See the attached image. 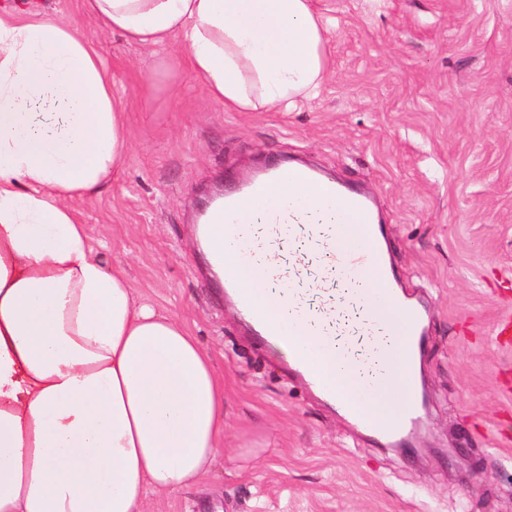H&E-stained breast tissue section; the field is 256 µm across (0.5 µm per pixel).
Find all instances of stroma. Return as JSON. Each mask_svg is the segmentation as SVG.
<instances>
[{
  "instance_id": "35a3bbf8",
  "label": "stroma",
  "mask_w": 512,
  "mask_h": 512,
  "mask_svg": "<svg viewBox=\"0 0 512 512\" xmlns=\"http://www.w3.org/2000/svg\"><path fill=\"white\" fill-rule=\"evenodd\" d=\"M95 46L127 110L129 152L74 201L141 296L176 315L224 381V456L145 512H512V0H314L330 68L297 112H228L185 48L127 43L79 0H31ZM298 156L367 190L403 286L429 305L427 399L389 448L252 340L191 231L216 183Z\"/></svg>"
}]
</instances>
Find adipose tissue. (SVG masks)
<instances>
[{
    "instance_id": "1",
    "label": "adipose tissue",
    "mask_w": 512,
    "mask_h": 512,
    "mask_svg": "<svg viewBox=\"0 0 512 512\" xmlns=\"http://www.w3.org/2000/svg\"><path fill=\"white\" fill-rule=\"evenodd\" d=\"M127 42L177 41L228 112H292L322 91L312 0H81ZM55 105L45 121L32 102ZM128 148L94 46L62 19L0 9V512H143L147 492L206 479L223 455L224 384L168 311L140 301L72 206ZM316 191L292 172L247 223Z\"/></svg>"
}]
</instances>
